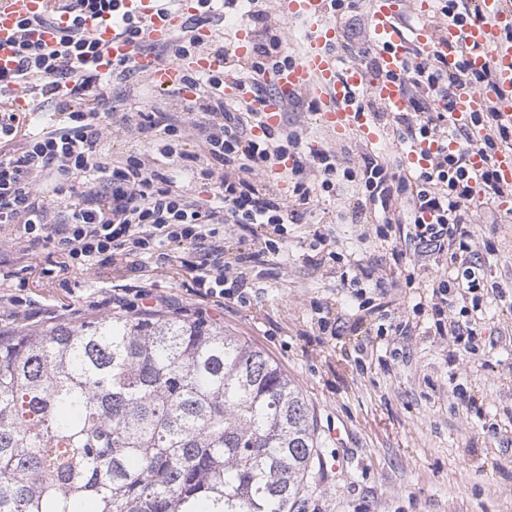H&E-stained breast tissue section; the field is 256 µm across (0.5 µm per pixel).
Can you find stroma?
<instances>
[{
  "label": "stroma",
  "instance_id": "35a3bbf8",
  "mask_svg": "<svg viewBox=\"0 0 512 512\" xmlns=\"http://www.w3.org/2000/svg\"><path fill=\"white\" fill-rule=\"evenodd\" d=\"M308 103L293 100L282 115L302 128L308 148L354 145L351 137L329 140ZM133 153L199 202L210 199L208 186L162 157L153 138L123 134L108 146L115 161ZM356 197L355 184L342 185L323 195L321 226L285 225L280 253L243 265L246 300L221 306L193 292L190 267L204 253L190 244L131 264L62 271L51 249L18 239L15 227L0 228L14 240L0 251V329L99 318L113 312V288L143 287L148 297L138 312L217 322L264 351L301 389L321 454L309 512H512V214L475 227L485 277L472 356L436 335L425 278L405 287L413 267L398 255L402 229L369 234L348 212ZM317 229L330 256L314 263ZM391 280V316L409 321L411 335H378L380 316L358 309L377 282ZM14 298L27 318H13ZM325 318L335 332L322 329Z\"/></svg>",
  "mask_w": 512,
  "mask_h": 512
}]
</instances>
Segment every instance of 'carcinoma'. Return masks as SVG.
<instances>
[{"label":"carcinoma","instance_id":"carcinoma-1","mask_svg":"<svg viewBox=\"0 0 512 512\" xmlns=\"http://www.w3.org/2000/svg\"><path fill=\"white\" fill-rule=\"evenodd\" d=\"M303 393L205 319L0 332V512H308Z\"/></svg>","mask_w":512,"mask_h":512}]
</instances>
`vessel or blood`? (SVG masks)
Returning a JSON list of instances; mask_svg holds the SVG:
<instances>
[{"label": "vessel or blood", "instance_id": "obj_1", "mask_svg": "<svg viewBox=\"0 0 512 512\" xmlns=\"http://www.w3.org/2000/svg\"><path fill=\"white\" fill-rule=\"evenodd\" d=\"M47 6L48 0H0V71L9 72L17 67L10 45L20 18L42 12ZM406 7L422 19L435 11L432 0H372L369 23L380 53L377 70L371 73L362 65L332 53L331 47L340 41L341 35L335 20L329 17L330 0H278L283 16L302 19L309 24L310 31L294 63L258 78L259 83L269 82L275 88L274 94L265 97L260 105L265 127H276L285 104L306 95L316 103L317 121L330 137L357 134L373 142L382 138L385 131L376 123L364 98L372 96L392 113L406 111L409 106L405 90L396 78L406 47L398 17ZM195 9L194 0H180L174 10L163 8L159 0H116L113 14L87 19L86 25L96 38L106 42V60H132L158 90L167 91L180 84L186 67L203 73L223 71V55L203 51L195 55L189 66L181 61L161 63L152 55L133 53L128 41L115 38V19H138L142 23L141 39L163 43L185 27ZM480 9L479 22L449 26L445 38H437L426 27L416 31L421 49L443 57L448 54L449 42L462 40L471 68H488L494 73L489 87L455 88L451 121L459 127L470 125L491 100L498 102L504 117L512 121V47L504 43L506 33L512 31V9L504 0H480ZM437 149V141L419 139L410 145L404 160L409 169L418 170L427 167L429 157Z\"/></svg>", "mask_w": 512, "mask_h": 512}]
</instances>
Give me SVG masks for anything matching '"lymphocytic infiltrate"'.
I'll return each instance as SVG.
<instances>
[{
    "label": "lymphocytic infiltrate",
    "mask_w": 512,
    "mask_h": 512,
    "mask_svg": "<svg viewBox=\"0 0 512 512\" xmlns=\"http://www.w3.org/2000/svg\"><path fill=\"white\" fill-rule=\"evenodd\" d=\"M113 0H55L44 13L17 23L12 43L20 58L15 73L0 72V224L17 228L30 243L54 249L73 265L91 267L151 254L163 246L189 243L207 250L208 260L194 266L196 288L206 294L233 298L247 285L236 275L234 264L215 245L216 227L232 224L249 231L272 227L274 235L262 248L240 255L243 263H263L284 246L283 225L306 223L321 193L334 192L341 183H353L359 195L357 214L372 212L379 236L392 225H408L407 239L416 242L422 256H446L456 277H436L431 285V311L439 335L454 340L480 336L479 323L466 305L485 272L478 263L472 228L494 223L490 202L511 194L512 185L501 184L495 169L498 153L512 152V123L503 119L501 106L488 102L474 129L449 128L452 91L467 85L492 84L491 70L470 71L465 46H457L454 64L422 53L419 45L407 47L397 75L409 99V109L394 117L401 139L437 140L440 147L419 172H407L402 161L386 159L364 149L357 160L346 163L332 149L305 152L303 136L293 124L262 130L257 109L264 94L252 99L224 97L222 74L185 72L183 82L194 96L178 112L123 114L104 119L105 90L115 82H128L137 73L128 62L113 64L109 76L98 70L103 53L82 25L89 15L111 12ZM235 0H197L199 14L164 43L139 40L136 28L123 23L121 33L134 52L150 53L159 60H179L203 51L195 32L199 26L224 21L225 5ZM342 23L344 54L364 67L375 68L378 49L360 38L358 17L363 0H332ZM71 16L55 43L34 40L32 32L52 24L57 13ZM257 40L242 60L229 59L227 71L240 83L254 75L270 73L293 63L285 51L286 28L269 23L264 11L248 13ZM38 88L55 101L67 119L62 126H47L20 133L9 102L11 86ZM67 88L69 99H56V88ZM158 132L157 150L166 158L181 160L184 170L214 187L210 203L199 204L179 189L175 181L151 168L136 155L112 163L103 148L112 135L123 132ZM193 138L199 152H184V140ZM479 154L483 166L471 171L469 157ZM289 156L293 165L286 176L292 190L282 195L269 179L278 160Z\"/></svg>",
    "instance_id": "1"
}]
</instances>
